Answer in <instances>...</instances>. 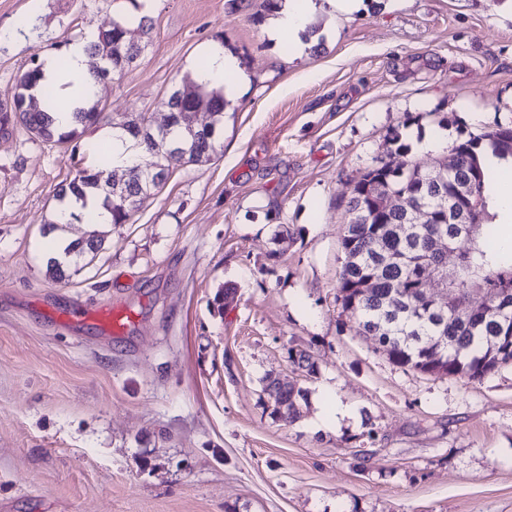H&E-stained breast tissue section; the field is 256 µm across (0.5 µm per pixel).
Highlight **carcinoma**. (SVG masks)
Returning a JSON list of instances; mask_svg holds the SVG:
<instances>
[{
    "label": "carcinoma",
    "instance_id": "obj_1",
    "mask_svg": "<svg viewBox=\"0 0 512 512\" xmlns=\"http://www.w3.org/2000/svg\"><path fill=\"white\" fill-rule=\"evenodd\" d=\"M130 24L127 19L115 20L88 47L91 56L105 51L112 55V77L122 74L127 69L126 60L141 55L144 50L141 43L130 42ZM40 76V56L35 54L31 66L19 79L13 107L9 109L0 103V133L21 126L49 146L74 141L78 129L59 133L53 128L51 115L46 111L53 100L51 91H44L41 99L29 94ZM183 87L189 90L188 95L175 88L162 106L183 128L190 126L195 114L201 111L211 113L212 123L185 134L177 154L157 156L152 174L159 181L150 179L147 173L140 174L135 167L129 168L123 185L124 196L114 197L109 191L103 198V205L112 213V223H127L142 201L166 183L176 166L206 162L217 152L216 126L223 123L228 102L222 93L204 92L202 86L190 79L184 81ZM146 123L141 115L127 121L122 131L136 147L150 152ZM389 142L394 146L393 153L404 157L403 171L395 172L382 159L367 168L354 183L348 201L350 220L342 240L344 262L336 300L356 318L364 333L374 337L378 348L393 363L440 376L481 380L512 364V251L491 245L498 232L497 214L492 212L488 194L495 169L485 165L482 153L489 151L499 160L509 162L512 148L499 128L480 137H459L453 145L467 151V161L450 174L448 163L441 156L430 168H423L410 158L411 147L403 142L402 134L393 132ZM104 173L99 164L79 169L69 183L58 189L55 199L61 204L67 200L86 202L88 196L100 193ZM374 182L380 186V192L404 196L423 208L428 215L426 223L417 224L412 233L404 234L402 228L411 222L412 212L379 207L372 199ZM468 182L474 189L467 203L479 206L484 222L474 245L461 254L462 263L485 270L483 288L499 307L506 309L507 316L502 321L485 322L471 314L465 326L461 320L443 319L427 310L421 291L432 287L434 273L425 254L427 241L440 234L450 239L459 236L460 225L451 222L452 208H438L439 190L446 191L451 198L454 184ZM101 245L102 240L91 235L69 243L65 254L77 258L97 252ZM391 254H405L409 259L396 263L389 260ZM367 279L372 280L370 288L362 287ZM277 384L278 379L271 375L263 380L262 392L268 397L266 409L272 417L291 423L299 418L300 402L307 401L306 394L292 385L282 391Z\"/></svg>",
    "mask_w": 512,
    "mask_h": 512
}]
</instances>
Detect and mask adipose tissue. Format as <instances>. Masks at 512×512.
<instances>
[{
    "label": "adipose tissue",
    "mask_w": 512,
    "mask_h": 512,
    "mask_svg": "<svg viewBox=\"0 0 512 512\" xmlns=\"http://www.w3.org/2000/svg\"><path fill=\"white\" fill-rule=\"evenodd\" d=\"M316 8L315 0H283L272 20L273 33L293 43H301ZM88 59L86 44L82 41L70 45L64 58L53 54L42 58V81L53 88L59 102L54 113L58 131L67 132L75 128L76 109L86 106L95 97L97 87L90 78ZM206 60V67L193 70L196 82L210 89L223 90L231 98L243 91L247 78L237 60L225 54L223 47L212 48Z\"/></svg>",
    "instance_id": "1"
}]
</instances>
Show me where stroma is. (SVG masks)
Returning <instances> with one entry per match:
<instances>
[{
  "mask_svg": "<svg viewBox=\"0 0 512 512\" xmlns=\"http://www.w3.org/2000/svg\"><path fill=\"white\" fill-rule=\"evenodd\" d=\"M0 0V100L138 0ZM266 0H155L107 119L48 147L0 134V512H512V366L481 380L392 363L336 300L350 191L400 131L422 165L458 128L512 122V0H364L273 38ZM223 43L246 73L212 160L124 224L47 229L98 131L146 113ZM101 249L47 272L45 249ZM131 317L114 333L95 319ZM80 321L69 320L73 311ZM311 355L315 375L289 349ZM307 392L275 420L262 380ZM357 407L314 425L333 401Z\"/></svg>",
  "mask_w": 512,
  "mask_h": 512,
  "instance_id": "1",
  "label": "stroma"
}]
</instances>
